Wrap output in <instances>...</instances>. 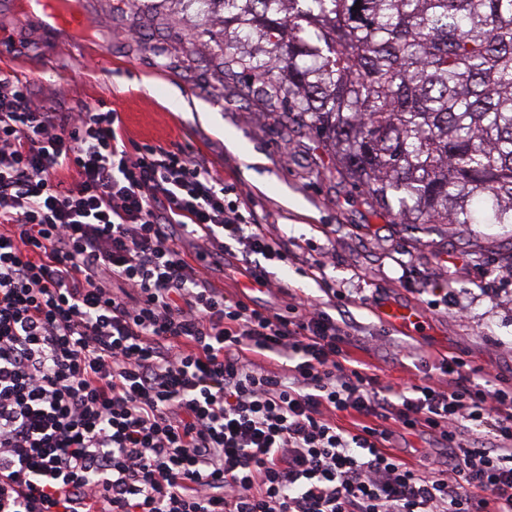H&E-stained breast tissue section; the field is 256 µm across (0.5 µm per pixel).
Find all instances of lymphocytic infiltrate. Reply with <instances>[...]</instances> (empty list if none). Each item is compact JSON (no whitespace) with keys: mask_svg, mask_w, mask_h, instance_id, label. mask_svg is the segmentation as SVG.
Segmentation results:
<instances>
[{"mask_svg":"<svg viewBox=\"0 0 512 512\" xmlns=\"http://www.w3.org/2000/svg\"><path fill=\"white\" fill-rule=\"evenodd\" d=\"M117 120L0 77V512H512V378L440 353L447 386L396 389L321 302L210 287L178 236L287 252L243 192ZM397 434L443 468L388 451Z\"/></svg>","mask_w":512,"mask_h":512,"instance_id":"obj_1","label":"lymphocytic infiltrate"}]
</instances>
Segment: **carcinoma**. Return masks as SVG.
<instances>
[{
    "mask_svg": "<svg viewBox=\"0 0 512 512\" xmlns=\"http://www.w3.org/2000/svg\"><path fill=\"white\" fill-rule=\"evenodd\" d=\"M360 8H355V3ZM395 224L512 225V0H157Z\"/></svg>",
    "mask_w": 512,
    "mask_h": 512,
    "instance_id": "cac0c4a2",
    "label": "carcinoma"
}]
</instances>
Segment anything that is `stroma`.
I'll use <instances>...</instances> for the list:
<instances>
[{
	"label": "stroma",
	"instance_id": "obj_1",
	"mask_svg": "<svg viewBox=\"0 0 512 512\" xmlns=\"http://www.w3.org/2000/svg\"><path fill=\"white\" fill-rule=\"evenodd\" d=\"M144 2L80 0L85 28L55 37L27 0H0V75L29 81L35 103L62 112L103 104L118 113L127 138L195 156L247 194L254 223L284 239L288 259L256 268L236 252L206 255L212 287L248 293L258 307L282 314L297 298L322 299L335 289L327 312L371 346L351 356L395 385L447 381L419 360L423 349L512 377V226H414L371 212L357 190L317 174L328 158L308 129L286 128L225 88L213 44L189 37L206 26L204 17L153 24ZM173 95L185 108H169ZM243 148L252 161L240 157ZM318 259L327 262L319 282L304 273ZM262 270L275 273L280 288L245 291ZM445 286L450 307H434ZM387 303L413 309L428 330L410 335L386 323L379 309Z\"/></svg>",
	"mask_w": 512,
	"mask_h": 512
}]
</instances>
